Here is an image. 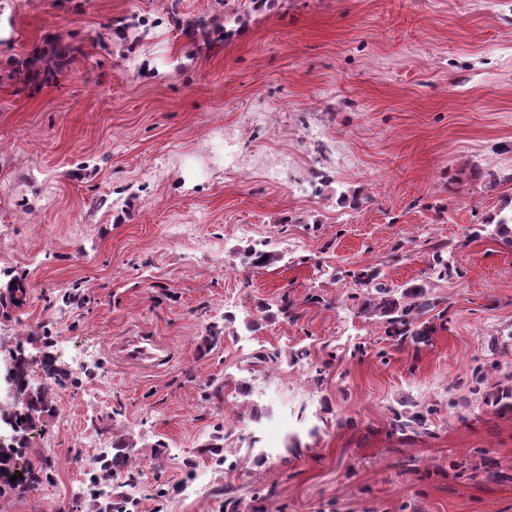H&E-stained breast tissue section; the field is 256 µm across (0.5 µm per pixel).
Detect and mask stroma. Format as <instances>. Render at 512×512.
I'll list each match as a JSON object with an SVG mask.
<instances>
[{"label": "stroma", "mask_w": 512, "mask_h": 512, "mask_svg": "<svg viewBox=\"0 0 512 512\" xmlns=\"http://www.w3.org/2000/svg\"><path fill=\"white\" fill-rule=\"evenodd\" d=\"M0 28V360L58 370L24 455L50 493L0 512H94L84 459L121 438L134 512H512V412L470 391L512 385V250L475 234L512 200V0H0ZM51 38L66 65L26 78ZM438 244L447 315L391 349L335 272L398 288ZM136 336L167 363L123 360ZM408 395L432 434L396 430Z\"/></svg>", "instance_id": "35a3bbf8"}]
</instances>
